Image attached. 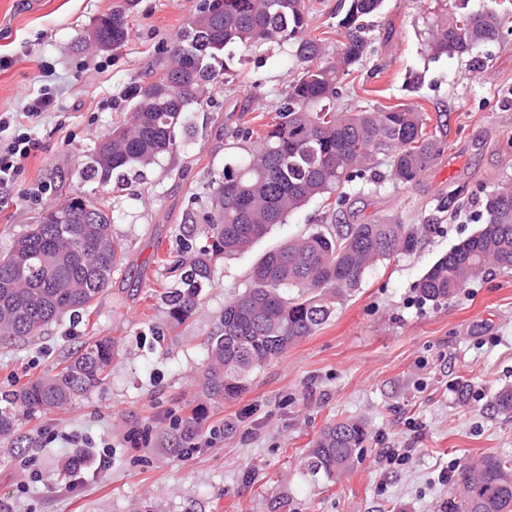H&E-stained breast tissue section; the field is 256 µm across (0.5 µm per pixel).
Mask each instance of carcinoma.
I'll return each mask as SVG.
<instances>
[{
  "mask_svg": "<svg viewBox=\"0 0 512 512\" xmlns=\"http://www.w3.org/2000/svg\"><path fill=\"white\" fill-rule=\"evenodd\" d=\"M383 0H343V42L329 59L321 39L304 35V0H202L197 14L168 50L161 75L134 86L130 119L112 128L90 153L84 180L100 187L144 182L162 156L178 150L176 134L193 129L190 113L208 103L219 81L212 60L228 48L289 43L302 64L281 94L275 121L244 155L224 161L206 185L203 214L185 216L176 258L161 260L160 299L169 326L150 329L160 342L185 322L212 286L215 259L244 252L315 197L331 195L383 154L392 179L413 184L439 159L443 141L427 131L424 113L401 105L352 111L336 107L338 84L367 56L368 19ZM500 0L468 11L463 3L441 11L428 29L432 57L464 55L499 38ZM126 15L114 10L93 27L101 48L128 39ZM422 228L394 217L358 224H327L264 252L244 290L224 304L220 328L206 344L199 383L214 402L245 390L251 373L311 336L358 289L365 274L398 253L416 249ZM125 252L112 236L109 206L75 194L46 208L0 256V339L40 334L49 322L95 306L123 266ZM512 269V179L487 197L483 227L438 258L416 284L424 302L439 305L491 269ZM119 353L109 337H94L57 371L18 391L0 394V443L18 444L22 421L52 413L104 384ZM492 408L512 415V388L498 391ZM367 441L366 424L346 419L326 425L301 461L313 479L336 483ZM448 512H512V463L494 455L463 466Z\"/></svg>",
  "mask_w": 512,
  "mask_h": 512,
  "instance_id": "1",
  "label": "carcinoma"
}]
</instances>
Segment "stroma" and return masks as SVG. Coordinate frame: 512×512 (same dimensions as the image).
<instances>
[{"instance_id": "35a3bbf8", "label": "stroma", "mask_w": 512, "mask_h": 512, "mask_svg": "<svg viewBox=\"0 0 512 512\" xmlns=\"http://www.w3.org/2000/svg\"><path fill=\"white\" fill-rule=\"evenodd\" d=\"M200 0H0V114L22 111L42 92L54 109L28 132L38 148L0 188V252L65 195L96 192L127 249L125 266L80 321L62 317L25 341L0 340V393L50 372L90 338L118 340L106 384L66 409L22 423L23 443H0V502L8 512H445L459 469L487 454L512 459V417L490 403L512 387V269H493L448 303L420 306L413 288L426 270L477 232L487 196L512 179V16L497 41L464 56L424 49L435 0H385L372 18L370 53L339 85L348 107L406 104L445 118L444 152L417 183L389 176L387 157L311 200L247 253L218 259L196 312L151 346L168 319L153 290L156 263L176 246L187 212L203 211L202 188L221 172L245 126L263 133L299 70L291 46L266 43L220 53L222 83L176 153L147 182L96 188L80 172L97 139L128 119L129 87L157 78L158 63ZM339 0H305L306 36L336 54ZM125 10L129 38L104 50L97 19ZM391 216L423 226L415 251L368 271L361 286L312 336L253 374L245 391L214 404L197 381L205 343L225 301L244 289L251 266L277 243L320 224ZM465 379L469 401L453 385ZM360 418L367 446L335 483L300 474L310 441L329 422ZM223 427L215 444L206 439ZM147 434L146 446L128 442ZM109 446L110 464L73 480L70 436ZM385 448H405L386 468Z\"/></svg>"}]
</instances>
